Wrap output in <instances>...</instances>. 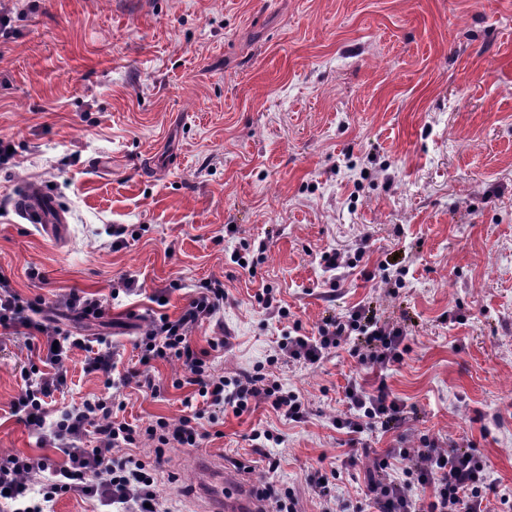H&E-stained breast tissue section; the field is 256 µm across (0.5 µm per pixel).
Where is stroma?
Here are the masks:
<instances>
[{"label": "stroma", "instance_id": "stroma-1", "mask_svg": "<svg viewBox=\"0 0 512 512\" xmlns=\"http://www.w3.org/2000/svg\"><path fill=\"white\" fill-rule=\"evenodd\" d=\"M0 37V272L23 296H43L59 326L109 337L113 381L138 365L134 348L154 317H177L196 285L229 295L214 364L261 367L299 393L311 414L285 421L263 404L241 416L210 407L215 437L173 448L158 476L176 512H214L224 473L243 490L277 480L303 512H321L306 483L344 459L347 348L320 365L271 362L283 336L315 334L357 304L405 328L408 351L386 382L406 406L401 434L470 442L512 512V0H10ZM52 196L67 232L51 240L14 211L30 191ZM126 227L112 244L109 228ZM238 228L236 236L226 225ZM264 247L253 270L231 259ZM359 255L327 270L323 251ZM395 262L400 284H383ZM47 276L31 281L30 268ZM138 282L117 292L121 277ZM273 289L288 317L254 300ZM109 299L105 322L72 320L70 289ZM164 292L157 303L155 292ZM28 350L0 337V453L39 454L10 414ZM73 350L62 409L105 392ZM152 374L154 399L127 387L119 420H178L188 388L177 363ZM281 442L269 472L252 431ZM242 468H235V461Z\"/></svg>", "mask_w": 512, "mask_h": 512}]
</instances>
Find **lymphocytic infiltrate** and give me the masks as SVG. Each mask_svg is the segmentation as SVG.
<instances>
[{
    "mask_svg": "<svg viewBox=\"0 0 512 512\" xmlns=\"http://www.w3.org/2000/svg\"><path fill=\"white\" fill-rule=\"evenodd\" d=\"M228 294L222 281L198 284L178 317L155 318L135 346L139 369L126 372L122 386H135L154 398L164 395L162 380L151 374L156 362H178L183 376L175 387L192 386L184 405L189 412L179 420L157 418L145 426L117 421L111 397L93 396L73 404L59 415L49 408L54 394L67 385L66 362L73 350L87 351L84 370L111 378L115 367L107 337L89 342L86 337L47 324L49 308L42 297L26 298L0 274V336L24 337L37 364L21 368L23 382L10 410L23 422L39 447L59 451L63 463L48 456L1 454L0 499L10 501L14 512H49L61 495L77 491L120 512H170L156 490V473L172 448H196L207 439L215 416L205 406H228L235 415L271 405L292 422H303L309 407L298 393L285 390L260 369L241 370L227 376L214 365L215 352L224 349L223 337L210 338L196 347L194 331L216 320ZM407 336L404 328L382 320L370 306L356 305L345 315L323 320L316 335L289 336L279 346V358L306 365L319 364L331 350L350 344L362 371L373 374L374 384L350 379L345 388L349 412L335 427L352 436L368 430L388 433L406 421L405 406L392 396L386 372L401 363ZM150 443L147 459L131 456V449ZM374 474L368 475L364 500L373 512H489L487 461L477 448L459 444L442 446L421 437L416 448H388L377 455ZM407 461L401 476L389 474L391 460Z\"/></svg>",
    "mask_w": 512,
    "mask_h": 512,
    "instance_id": "lymphocytic-infiltrate-1",
    "label": "lymphocytic infiltrate"
}]
</instances>
